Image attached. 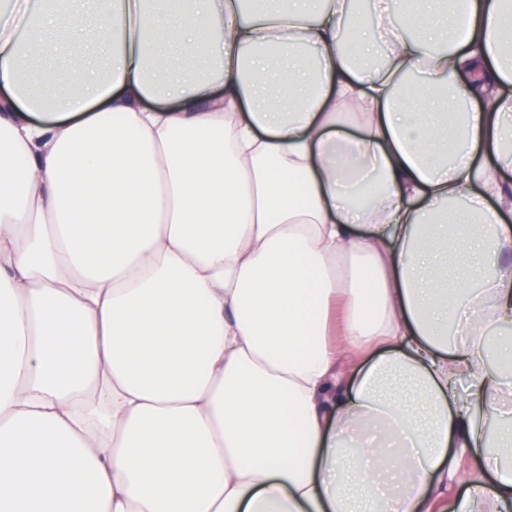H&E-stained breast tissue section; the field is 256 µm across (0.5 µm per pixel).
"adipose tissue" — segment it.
Wrapping results in <instances>:
<instances>
[{
  "mask_svg": "<svg viewBox=\"0 0 512 512\" xmlns=\"http://www.w3.org/2000/svg\"><path fill=\"white\" fill-rule=\"evenodd\" d=\"M51 2L0 30V512L512 501L504 0H97L108 77L35 102Z\"/></svg>",
  "mask_w": 512,
  "mask_h": 512,
  "instance_id": "adipose-tissue-1",
  "label": "adipose tissue"
}]
</instances>
